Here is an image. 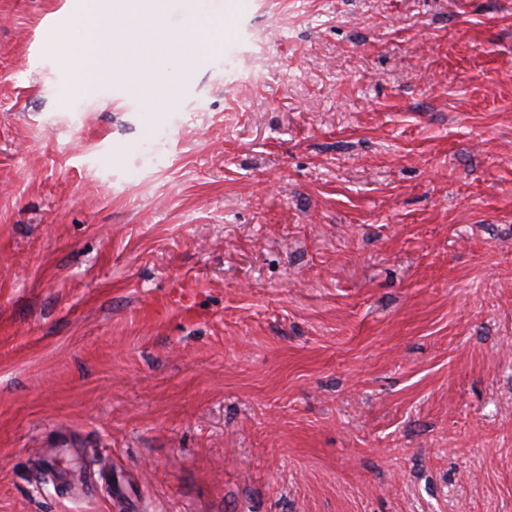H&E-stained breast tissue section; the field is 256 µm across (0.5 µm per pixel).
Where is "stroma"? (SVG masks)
Wrapping results in <instances>:
<instances>
[{"mask_svg":"<svg viewBox=\"0 0 512 512\" xmlns=\"http://www.w3.org/2000/svg\"><path fill=\"white\" fill-rule=\"evenodd\" d=\"M71 4L0 0V512H512V0H247L158 121Z\"/></svg>","mask_w":512,"mask_h":512,"instance_id":"1","label":"stroma"}]
</instances>
